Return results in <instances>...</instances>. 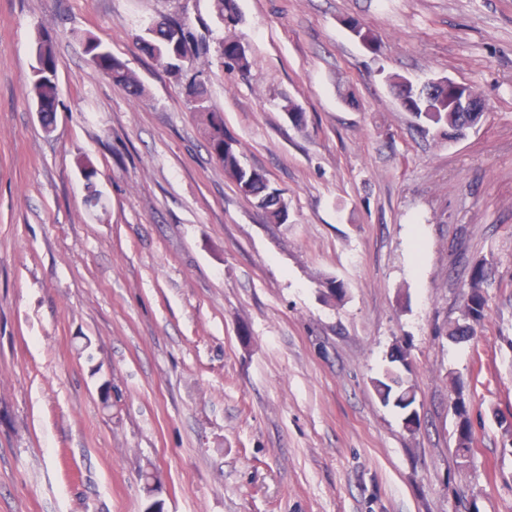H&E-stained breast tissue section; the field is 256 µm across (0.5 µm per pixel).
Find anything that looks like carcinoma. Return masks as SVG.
<instances>
[{
  "label": "carcinoma",
  "mask_w": 512,
  "mask_h": 512,
  "mask_svg": "<svg viewBox=\"0 0 512 512\" xmlns=\"http://www.w3.org/2000/svg\"><path fill=\"white\" fill-rule=\"evenodd\" d=\"M218 14L226 27H234L238 23L236 0H216ZM137 45L142 53L157 59L169 61L168 68L179 69L177 63L171 62L173 55L184 61L190 59L193 52L192 36L185 24L175 19H161L154 22L151 33L136 36ZM86 52L91 55V61L103 74L114 82L122 84L133 96L141 93V82L137 76L120 59L95 38H85ZM40 60L43 65L41 79L33 83L34 99L43 106L46 118L55 117L57 110V86L55 82L57 59L51 41L41 39L37 42ZM222 51L220 60L228 70L245 72L253 66V60L247 55L243 45L236 39L226 38L221 42ZM393 87L401 106L416 118L421 127L430 131L441 133L450 139H457L466 135V131L476 126L481 117L480 112H451L450 100L454 90L448 87H439L428 93L424 89L406 82L397 77L393 80ZM199 103L195 109L200 115L203 134L209 145L211 154L219 158L224 167L226 176L236 185L239 192L251 201L253 206L262 213L268 224H285L288 221V207H279L268 199L281 195V190L272 187L270 181L261 171L247 166L241 160L235 141L224 135V121L220 113L207 105V90L199 86L196 92ZM486 280V269L483 264L473 267L468 283L469 293L465 307L474 313L473 322L466 325L457 322L449 330V336L476 335V324L484 317L486 298L482 293V285ZM373 386L380 399L388 404L406 409V399L414 392L405 385L401 373L395 368H389L382 377L373 381Z\"/></svg>",
  "instance_id": "1"
}]
</instances>
